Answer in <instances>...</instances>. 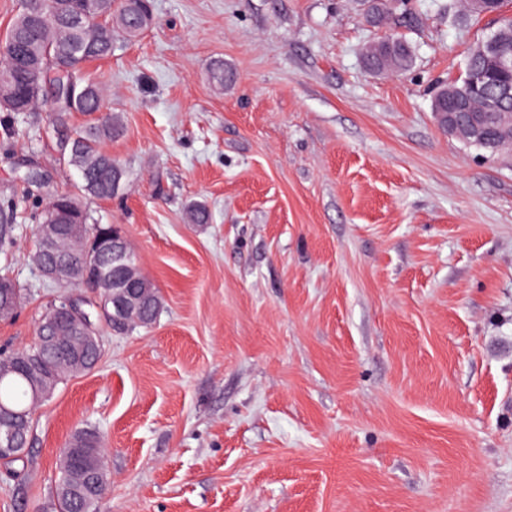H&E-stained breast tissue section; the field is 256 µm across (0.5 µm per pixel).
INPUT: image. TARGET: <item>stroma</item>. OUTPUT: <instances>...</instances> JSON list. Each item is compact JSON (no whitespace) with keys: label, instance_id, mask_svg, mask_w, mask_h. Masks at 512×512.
Wrapping results in <instances>:
<instances>
[{"label":"stroma","instance_id":"stroma-1","mask_svg":"<svg viewBox=\"0 0 512 512\" xmlns=\"http://www.w3.org/2000/svg\"><path fill=\"white\" fill-rule=\"evenodd\" d=\"M385 6L377 26L365 0H153L143 35L86 65L127 171L90 221L121 227L163 308L99 324L96 368L0 460V512H50L86 427L106 449L98 512H512V151L432 110L494 22L462 0ZM389 34L413 63L372 71ZM217 60L236 75L221 90ZM54 126L46 102L0 111V220L17 225L0 270L24 290L7 350L69 294L29 258L76 180Z\"/></svg>","mask_w":512,"mask_h":512}]
</instances>
